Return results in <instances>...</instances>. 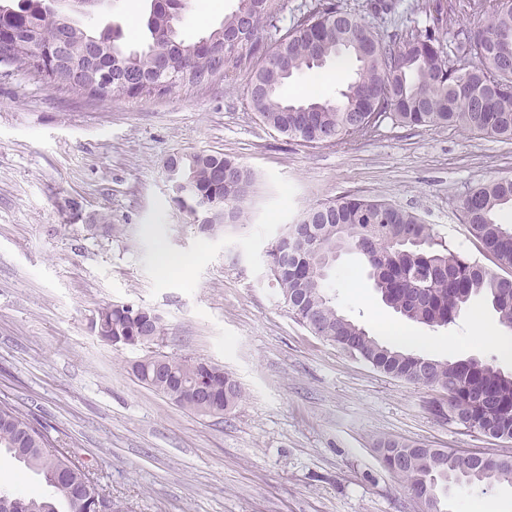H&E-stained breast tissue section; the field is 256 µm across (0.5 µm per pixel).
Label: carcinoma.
<instances>
[{
	"mask_svg": "<svg viewBox=\"0 0 512 512\" xmlns=\"http://www.w3.org/2000/svg\"><path fill=\"white\" fill-rule=\"evenodd\" d=\"M175 2V32L159 39L155 32L168 26L162 6L145 22L149 40L131 48L121 30H97L77 20L67 28L72 51L79 52L94 37L100 41V69L112 77V90L96 95L149 96L178 84L154 86V61L168 53L175 66L192 72L188 83L200 85L254 57L262 49L261 24L274 28L272 54L283 64L257 67L248 86L251 108L261 121L278 132L308 143L335 146L350 137H366L389 118L409 127L454 126L512 140V0H471L472 15L485 18L474 28L454 29L455 5L433 0L424 27L394 32L386 39L351 10L335 0H318L303 16L280 28L276 0H238L246 3L257 24L241 29V8L224 16L220 24L199 38L187 41L182 25L190 5ZM39 0H0V20L12 33L10 43L21 41L31 21L40 22L46 42L58 38L54 18L40 17ZM240 30V51L215 59L203 41L224 42V35ZM348 54L356 62L355 75L335 99H288L283 89L305 70L321 68ZM458 57L468 71L464 86L454 80ZM0 65L32 68L18 50H0ZM183 168L194 195L173 202L193 214L194 197L203 195L222 203L211 230L242 221L253 176L221 152L185 156ZM512 204V179L480 184L467 193L462 204L463 224L479 251L495 269L482 261L448 250L436 240L431 225L409 210L378 200L344 196L310 208L300 223L311 225L309 248H295L284 237L266 251L268 263L277 265L274 280L294 318L322 339L350 350L374 369L409 384L440 389L448 394V408L463 426L496 439H512V375L477 360H438L394 349L369 331L344 317L336 308L328 278L333 267L321 269L313 253L319 247L348 248L359 253L382 301L402 317L431 327L452 323L471 299L481 296L491 303L499 323L512 329V228L500 223L498 210ZM145 324L155 327V338L139 340ZM101 340L114 346L141 349L144 354L132 372L146 387L174 399L183 387L204 390L209 410L192 405L185 409L201 416L222 417L241 398L235 379L224 367L187 357L152 355L146 351L165 327L153 310L127 304H108L95 317ZM389 470L410 490L427 489L441 510L439 487L448 481L479 488L493 482L512 483V457H498L489 464L473 451L426 448L398 440L380 444ZM0 450L39 475L50 493L0 490L9 508L0 512H117L112 495L96 490L84 468L68 453L50 450L47 428L26 418L16 408L0 403Z\"/></svg>",
	"mask_w": 512,
	"mask_h": 512,
	"instance_id": "obj_1",
	"label": "carcinoma"
}]
</instances>
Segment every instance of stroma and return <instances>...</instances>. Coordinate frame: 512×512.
I'll list each match as a JSON object with an SVG mask.
<instances>
[{"mask_svg":"<svg viewBox=\"0 0 512 512\" xmlns=\"http://www.w3.org/2000/svg\"><path fill=\"white\" fill-rule=\"evenodd\" d=\"M150 0H112L85 24L138 28ZM237 0H192L197 38ZM233 76L144 97L99 100L57 90L27 69L0 75V402L46 426L120 512H422L388 471L379 440L512 456V440L448 424L446 392L375 370L289 312L265 251L316 204L352 195L420 215L449 249L479 250L462 221L476 185L512 178V141L455 127L384 121L370 138L311 146L264 125ZM356 63L297 75L286 95L337 97ZM214 150L254 174L247 220L207 237L172 202L166 158ZM114 225L112 234L99 232ZM195 257L160 276L159 249ZM340 311L373 336L385 324L423 338L417 352L479 359L512 374V330L474 298L429 327L387 307L354 252L333 271ZM159 313L157 351L222 365L242 398L224 418L187 411L141 385L138 350L92 331L98 310ZM497 331L494 343L476 326ZM445 512H512V485L452 487Z\"/></svg>","mask_w":512,"mask_h":512,"instance_id":"35a3bbf8","label":"stroma"}]
</instances>
